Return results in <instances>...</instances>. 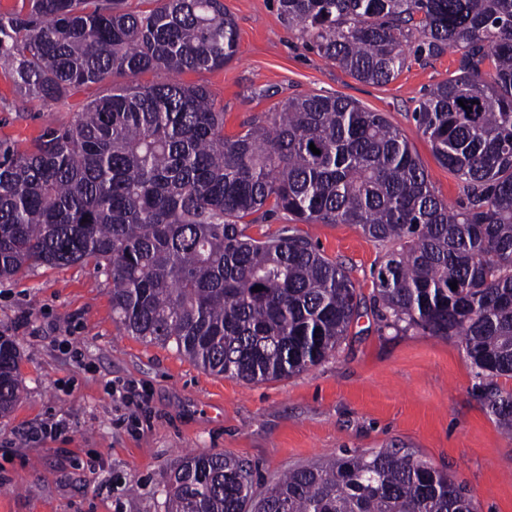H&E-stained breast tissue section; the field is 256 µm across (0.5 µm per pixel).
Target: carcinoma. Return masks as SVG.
Returning <instances> with one entry per match:
<instances>
[{
	"instance_id": "1",
	"label": "carcinoma",
	"mask_w": 512,
	"mask_h": 512,
	"mask_svg": "<svg viewBox=\"0 0 512 512\" xmlns=\"http://www.w3.org/2000/svg\"><path fill=\"white\" fill-rule=\"evenodd\" d=\"M155 2L0 11V64L22 97L51 105L114 74L213 71L236 57L223 0ZM279 2L312 49L361 82H391L409 46L460 53L458 74L413 118L465 204L439 199L407 138L353 100L291 98L228 136L200 85L111 86L31 151L0 143V279L92 263L129 335L172 343L211 373L280 380L326 361L366 304L297 225L354 224L390 245L371 296L380 322L461 338L511 434L512 389L497 378H512V0ZM280 212L277 232L246 233ZM19 359L0 334V419L20 398ZM167 487V512H475L448 473L389 450L299 466L260 493L246 461L197 453Z\"/></svg>"
}]
</instances>
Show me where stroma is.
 <instances>
[{"instance_id": "stroma-1", "label": "stroma", "mask_w": 512, "mask_h": 512, "mask_svg": "<svg viewBox=\"0 0 512 512\" xmlns=\"http://www.w3.org/2000/svg\"><path fill=\"white\" fill-rule=\"evenodd\" d=\"M224 7L238 24L237 56L177 78L205 86L223 106L225 134L291 97L343 96L384 113L436 194L451 206L464 201L462 183L412 118L419 99L455 74L459 53L409 55L396 79L367 84L288 27L278 0ZM98 93L83 88L45 107L22 98L0 65V142L26 151ZM301 230L371 295L386 245L352 224ZM110 288L90 264L39 266L0 282V333L19 348L23 386L12 415L0 419V512H166V475L192 453L245 459L261 491L295 467L382 449L448 471L477 512H512V434L488 412L458 339L385 328L367 309L321 365L249 384L128 335L112 319Z\"/></svg>"}]
</instances>
